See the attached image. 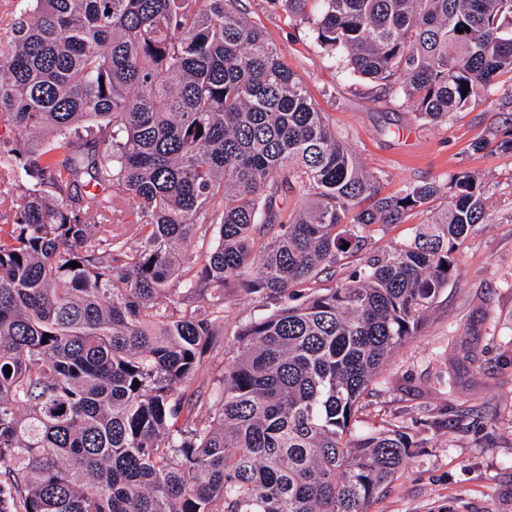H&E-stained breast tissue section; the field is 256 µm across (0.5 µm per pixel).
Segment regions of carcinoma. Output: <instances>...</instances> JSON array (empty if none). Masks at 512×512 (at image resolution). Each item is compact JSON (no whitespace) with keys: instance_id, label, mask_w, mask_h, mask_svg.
Masks as SVG:
<instances>
[{"instance_id":"carcinoma-1","label":"carcinoma","mask_w":512,"mask_h":512,"mask_svg":"<svg viewBox=\"0 0 512 512\" xmlns=\"http://www.w3.org/2000/svg\"><path fill=\"white\" fill-rule=\"evenodd\" d=\"M13 2L0 512H369L409 441L355 416L483 220L482 186L451 176L407 244L313 289L439 187L381 194L243 0ZM275 2L430 122L512 74V0ZM236 286L274 309L238 332L218 405L188 399Z\"/></svg>"}]
</instances>
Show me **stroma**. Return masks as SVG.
Wrapping results in <instances>:
<instances>
[{
	"label": "stroma",
	"mask_w": 512,
	"mask_h": 512,
	"mask_svg": "<svg viewBox=\"0 0 512 512\" xmlns=\"http://www.w3.org/2000/svg\"><path fill=\"white\" fill-rule=\"evenodd\" d=\"M246 3L383 193L422 182L445 186L459 173L481 182L485 220L457 246L420 332L382 366L357 427L401 426L410 436L405 466L371 512H512V153L499 147L512 134V76H500L468 110L428 123L402 101H375L372 82L344 70L276 0ZM428 213L367 227L365 254L406 243ZM271 309L258 295L230 289L224 334L205 354L192 390H211L238 331Z\"/></svg>",
	"instance_id": "1"
}]
</instances>
